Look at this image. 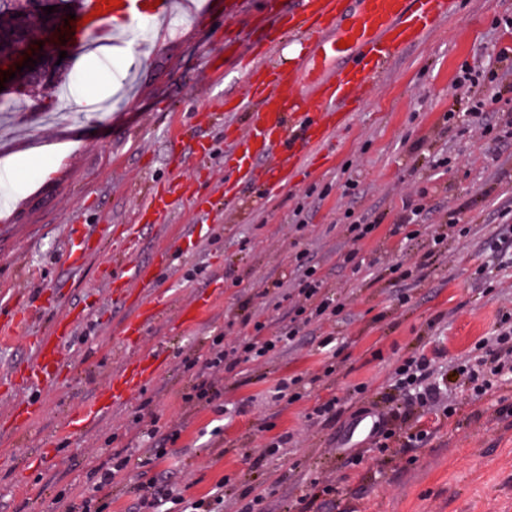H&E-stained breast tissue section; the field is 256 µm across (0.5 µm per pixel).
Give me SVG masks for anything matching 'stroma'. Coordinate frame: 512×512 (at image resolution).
<instances>
[{
    "mask_svg": "<svg viewBox=\"0 0 512 512\" xmlns=\"http://www.w3.org/2000/svg\"><path fill=\"white\" fill-rule=\"evenodd\" d=\"M262 9L261 0L234 6L213 0L209 15L186 11L143 25L105 57L68 49L61 81L71 89V105L60 124L41 121L55 94L11 92L9 116L0 124V150L7 152L0 174V295L42 308L10 346L0 347V512H66L59 494L84 491L87 471L117 451L131 460L112 493V512H130L136 486L149 476L165 477L188 498L223 484L224 512H240L247 488L264 495L267 512H512V378L478 397L457 369L491 336L500 310L512 306V250L502 258L489 252L500 231L498 211L512 207V144L454 135L442 125L444 112L465 107L453 86L460 66L485 65L493 46L512 47V29L494 24L512 12V0H457L430 36L363 90L362 106L328 153L299 165L275 197L247 188L228 200L224 124L242 133L247 124L241 114L225 113L224 99L245 93L246 85L239 67L218 68L214 60L226 42L249 45ZM87 91L105 108L81 111L77 100ZM201 139L212 147L208 155L192 152ZM442 149L453 159L445 172L429 164L430 153ZM175 175L196 189L201 207L179 204L146 227L139 249L125 258L154 263L175 247L173 268L153 287L112 296V272L125 260L117 245L148 195ZM351 178L362 190L354 199L340 190ZM418 186L453 224L448 257L420 283H398L388 268L428 243L424 234L406 242L394 232L403 198ZM299 207L302 226L294 216ZM373 207L384 212L382 224L352 244L345 211ZM461 223L467 236L459 234ZM72 224L87 225L95 241L78 266L65 247ZM190 224L200 230L184 247ZM303 250L328 294L344 303L343 315L225 374L223 413L185 404L183 362L204 357L211 336L223 334L225 347L236 346L248 315L264 323L266 338L287 325L298 299L295 256ZM215 287L220 294L208 314L181 329V309ZM158 296L159 318L122 343L127 312ZM77 310L86 319L65 352L64 374L36 391L15 387L10 372L32 358V337L51 336L55 322ZM328 332L336 336L332 353L320 344ZM163 345L171 359L155 378L101 421L65 435L70 412L104 392L112 372ZM421 355L442 366L458 404L451 417H420L419 429L429 434L423 447L394 441L372 452L369 435L350 415L331 428L313 418L314 408L332 398L389 411L395 368ZM283 377L298 379L299 399H275ZM31 397L40 401L41 416L14 430L11 408ZM137 413L180 429L166 456L147 470L139 464L145 450L126 428ZM284 434L285 448L260 459L263 444ZM349 449L363 452L357 465H346ZM318 476L334 481L335 504L315 497L311 481Z\"/></svg>",
    "mask_w": 512,
    "mask_h": 512,
    "instance_id": "stroma-1",
    "label": "stroma"
}]
</instances>
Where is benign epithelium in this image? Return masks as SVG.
Listing matches in <instances>:
<instances>
[{
  "instance_id": "7a95c632",
  "label": "benign epithelium",
  "mask_w": 512,
  "mask_h": 512,
  "mask_svg": "<svg viewBox=\"0 0 512 512\" xmlns=\"http://www.w3.org/2000/svg\"><path fill=\"white\" fill-rule=\"evenodd\" d=\"M52 16L56 17V20L49 24L43 43H28L18 50L8 62L0 63V82H3V78L9 74L16 73L14 79L4 82L6 90L25 88L32 81L38 82L43 89H48L53 85L59 51L77 41L80 31L76 30V21L82 19V16L78 15L76 19L71 20L69 15H60L56 11L52 13ZM41 55L44 56L42 61L39 60ZM29 57L37 61L34 70L26 68L21 72L18 71L17 67Z\"/></svg>"
}]
</instances>
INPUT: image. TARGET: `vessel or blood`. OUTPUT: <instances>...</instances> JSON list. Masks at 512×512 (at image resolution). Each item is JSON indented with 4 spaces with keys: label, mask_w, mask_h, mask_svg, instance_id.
<instances>
[{
    "label": "vessel or blood",
    "mask_w": 512,
    "mask_h": 512,
    "mask_svg": "<svg viewBox=\"0 0 512 512\" xmlns=\"http://www.w3.org/2000/svg\"><path fill=\"white\" fill-rule=\"evenodd\" d=\"M102 0H83L82 12L92 15L90 32L99 44L122 45V32L145 19L161 20L176 8V0H122L119 7L101 11ZM455 0H272L262 19L257 44L260 54L282 42L299 46L295 64L257 62L245 72L249 98L260 105L251 113L248 130L230 136L224 159V196L232 198L263 171L261 190L281 189L294 168L307 162L360 102L361 90L390 71L400 55L422 42ZM193 193L177 178L147 198L141 220L129 225L127 239L136 244L143 223L168 216ZM155 267L137 264L115 288L137 282L150 287ZM159 305H138L126 319L122 334L131 338L156 320ZM75 319L57 325L51 338H33L36 357L19 374L23 385L46 384L64 370L63 353ZM167 362L163 349L128 363L111 376L105 393L80 405L70 414L71 432L86 430L112 407L149 382Z\"/></svg>",
    "instance_id": "1"
}]
</instances>
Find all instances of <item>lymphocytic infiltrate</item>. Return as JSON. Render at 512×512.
Wrapping results in <instances>:
<instances>
[{"instance_id": "lymphocytic-infiltrate-1", "label": "lymphocytic infiltrate", "mask_w": 512, "mask_h": 512, "mask_svg": "<svg viewBox=\"0 0 512 512\" xmlns=\"http://www.w3.org/2000/svg\"><path fill=\"white\" fill-rule=\"evenodd\" d=\"M493 56L502 63V71H487L475 66L460 68L455 86L464 90L467 106L461 112L449 110L443 120L449 127L463 132L481 127L485 135L506 143L512 141V118L490 124L484 122L483 115L489 101L497 95L502 76H512V48L498 49ZM435 211V205L428 201L427 190L423 189L403 199L396 223L400 229L417 225L429 232L427 250L417 255L414 261V268L419 272L443 256L441 246L445 235L433 222ZM295 261L294 286L298 290L299 300L291 308L287 328L262 342L253 337L242 339L229 350L224 347L223 337H216L199 369L192 375L190 390L184 395L185 401L222 411L221 374L233 371L240 364L259 361L278 346L293 342L300 331L312 322L329 320L341 314L342 304L326 294L316 265L303 253L297 254ZM478 350V355L467 359L466 365L470 369L473 392L483 396L497 388L503 371H512V310L500 312L493 339L482 342ZM437 372V367L425 357L405 363L394 371L393 387L401 391L403 397L391 411L393 418L407 423L430 409L442 416H451L448 398L434 381ZM133 423L137 427L138 438L147 444L148 454L140 461L144 467L162 458L167 445L175 442L180 435L177 427L160 425L155 417L146 422L138 416ZM128 463V457L117 452L93 466L87 474L85 492L79 501L69 504L67 512H110L112 490L120 484ZM133 512H224V487L219 484L204 497L188 499L154 477L139 484Z\"/></svg>"}]
</instances>
